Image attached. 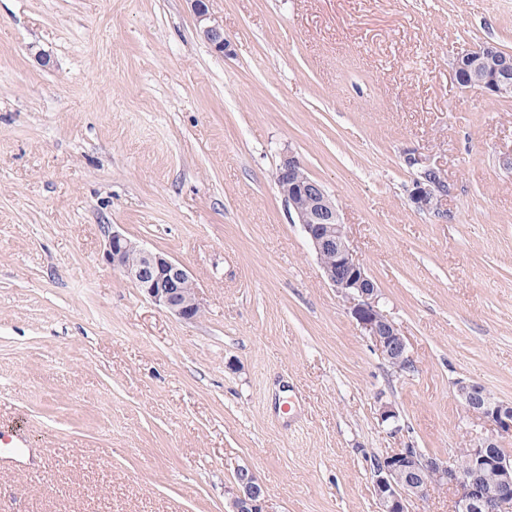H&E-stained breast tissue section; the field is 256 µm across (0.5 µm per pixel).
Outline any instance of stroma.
Instances as JSON below:
<instances>
[{
	"label": "stroma",
	"instance_id": "obj_1",
	"mask_svg": "<svg viewBox=\"0 0 512 512\" xmlns=\"http://www.w3.org/2000/svg\"><path fill=\"white\" fill-rule=\"evenodd\" d=\"M0 0V512H379L376 458L444 461L512 403V100L458 52H512V0ZM418 150L448 217L411 202ZM291 152L340 208L406 338L395 372L274 184ZM182 262L187 324L104 259L106 228ZM392 403L397 426L381 423ZM195 14L199 22H204L203 34L208 43L217 52H224L227 42L224 39V29L217 24H208V8L204 0H192ZM228 493L232 512H268L264 510L267 492L246 467L237 469L235 482Z\"/></svg>",
	"mask_w": 512,
	"mask_h": 512
}]
</instances>
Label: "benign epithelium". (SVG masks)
<instances>
[{"label":"benign epithelium","instance_id":"obj_1","mask_svg":"<svg viewBox=\"0 0 512 512\" xmlns=\"http://www.w3.org/2000/svg\"><path fill=\"white\" fill-rule=\"evenodd\" d=\"M203 34L217 52L227 48L224 29L208 23L205 0H192ZM458 85H475L496 99L512 97V53L495 46L465 50L454 61ZM404 161L413 169L410 200L416 208L443 216L448 184L439 169L409 151ZM278 191L289 215L309 241L327 283L347 304L351 316L375 342L381 357L396 369L410 368L404 336L380 305L379 291L349 243L339 206L324 185L303 173L293 153L282 156L275 173ZM104 255L112 269L134 284L153 303L185 323L201 317L198 286L185 265L168 254L145 249L119 231L107 232ZM456 393L467 409L495 430L462 449L457 463L426 457L403 448L380 458L374 467L373 494L379 512H408L409 501L424 499L436 485L454 490V512H512V454L503 440H512V403L496 399L484 386L459 379ZM232 512H266L267 492L253 472L237 469L228 490Z\"/></svg>","mask_w":512,"mask_h":512}]
</instances>
